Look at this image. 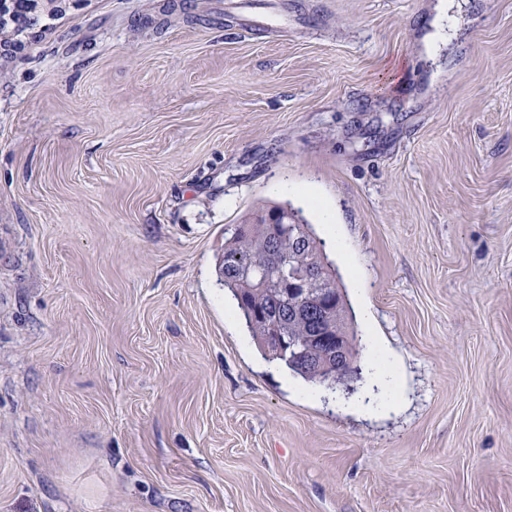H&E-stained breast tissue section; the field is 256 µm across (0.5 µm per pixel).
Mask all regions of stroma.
<instances>
[{"label": "stroma", "instance_id": "35a3bbf8", "mask_svg": "<svg viewBox=\"0 0 512 512\" xmlns=\"http://www.w3.org/2000/svg\"><path fill=\"white\" fill-rule=\"evenodd\" d=\"M436 2L62 0L0 53V512H512V0L432 62ZM264 204L352 395L235 315ZM279 206H272L257 211L248 218L244 224H237L231 231V236L224 243V252L218 261V273L224 281V287L228 288L235 300H237L238 310L243 317L247 327L256 339L259 347L265 352L269 359L279 360L296 374H299L306 380L323 386L322 377H327L335 373L336 369H342L350 360V336L345 335L341 331L336 322L331 317V308L336 305L335 318L340 328L347 325L346 309L344 302V294L341 287L336 282V272L333 277L331 288L329 282L324 276V272L320 266H309L300 264L298 266L297 281H289L286 295L288 306L297 317H302V303L309 302V305L316 306V316L312 320L313 327L311 336L309 334L308 323L305 319L296 320L291 313H288V306L284 303L282 292L280 291L283 284L287 282L283 273H286L285 266L278 267L274 260L279 261V254H291L294 260L298 259L304 262L306 259H314L320 263L323 256L322 248L319 242L309 228V224H290L291 227L285 228L277 242L274 244L266 237L261 224H254L258 220L266 216L265 224H288V213L283 214L279 223L268 220L267 215L271 212L279 210ZM250 219V220H249ZM310 230V233L307 232ZM277 252H271L272 249ZM271 252V253H269ZM269 253L271 259L265 260L264 256ZM273 259V260H272ZM259 282V285L257 283ZM255 284L250 293L248 301L242 302L240 292L245 288L244 284ZM290 286V288H289ZM292 286H301L303 288H291ZM301 292L299 298H291V295ZM336 293L341 297L336 303ZM269 310L274 312L275 309L280 310L283 320L287 323V332L290 336L300 341L304 336L308 339V350L315 353L310 356L309 363L316 361L320 365L331 366L328 368H317L302 358H296L292 354L280 353L273 348L266 347L262 344L264 340L280 349L288 348L293 341L289 336H285L283 329V321L278 314L268 311H256L255 316L262 320L267 326L253 318L255 309ZM355 351V362L347 365L343 372H339L340 378L357 371L356 381L362 379L361 368L357 365ZM324 387V386H323Z\"/></svg>", "mask_w": 512, "mask_h": 512}]
</instances>
